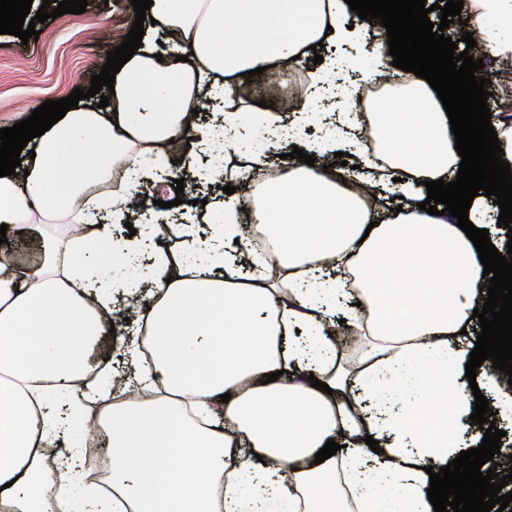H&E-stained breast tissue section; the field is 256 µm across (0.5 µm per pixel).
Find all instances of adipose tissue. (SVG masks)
I'll return each mask as SVG.
<instances>
[{"mask_svg":"<svg viewBox=\"0 0 512 512\" xmlns=\"http://www.w3.org/2000/svg\"><path fill=\"white\" fill-rule=\"evenodd\" d=\"M349 13L346 0H153L152 34L116 74L108 108L69 110L28 142L24 175L0 177V223L42 246L23 266L0 244V512H434L428 468L457 457L465 434L483 439L470 421L466 329L489 285L456 218L418 208L426 182L454 181L461 161L436 92L408 74L421 109L370 113L373 147L299 141L314 165L287 159L261 186L264 157L229 137L211 150L192 114L220 92L225 127L278 124L248 103L244 73L304 67L311 45L379 26L346 23ZM468 14L495 19L494 48L512 56V0H469ZM173 142L211 153L214 180L236 191L218 223L202 210L183 226L157 213L145 292L125 271L143 236L112 232L135 186L108 202L91 186L118 169L191 173L193 153L172 155ZM338 152L350 165L324 173ZM386 168L399 175L381 186L400 198L397 213L369 211L350 190ZM245 211L264 250L243 231ZM341 322L364 341L352 372L336 346ZM105 339L140 387L164 394L112 405L111 367L88 360ZM94 422L109 428L112 491L88 485L78 497L72 432ZM330 439L336 455L316 462ZM48 448L59 451L51 469Z\"/></svg>","mask_w":512,"mask_h":512,"instance_id":"1","label":"adipose tissue"}]
</instances>
